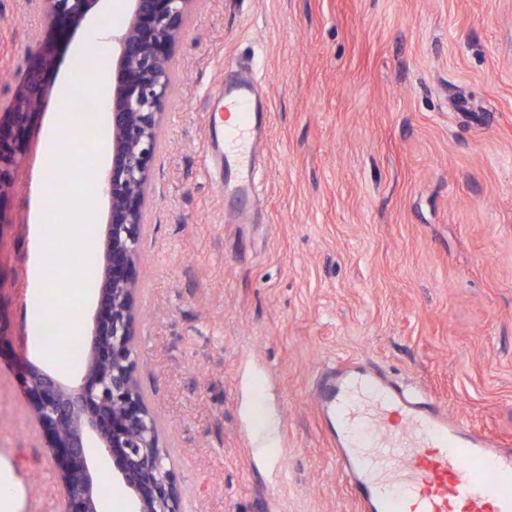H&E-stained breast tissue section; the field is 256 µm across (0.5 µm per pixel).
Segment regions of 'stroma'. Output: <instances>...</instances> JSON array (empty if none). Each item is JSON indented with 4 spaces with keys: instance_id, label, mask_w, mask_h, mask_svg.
Instances as JSON below:
<instances>
[{
    "instance_id": "stroma-1",
    "label": "stroma",
    "mask_w": 512,
    "mask_h": 512,
    "mask_svg": "<svg viewBox=\"0 0 512 512\" xmlns=\"http://www.w3.org/2000/svg\"><path fill=\"white\" fill-rule=\"evenodd\" d=\"M60 36L0 199V468L10 512H63L17 381L54 369L29 301L45 230L40 161L88 27ZM51 32L0 0V113ZM265 106L248 223L206 153L224 79ZM138 267L137 356L186 512H358L310 391L375 363L512 444V0H200L171 60Z\"/></svg>"
}]
</instances>
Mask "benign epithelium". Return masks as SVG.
<instances>
[{"instance_id": "1", "label": "benign epithelium", "mask_w": 512, "mask_h": 512, "mask_svg": "<svg viewBox=\"0 0 512 512\" xmlns=\"http://www.w3.org/2000/svg\"><path fill=\"white\" fill-rule=\"evenodd\" d=\"M97 0H40L50 24L83 18ZM131 20L116 36L119 55L112 96V162L102 172L110 204L104 269L81 377L65 382L26 361L22 385L63 490L65 512H99L89 445L112 459V476L130 492L132 512H183L177 476L166 465L156 413L146 401L135 357L139 307L137 268L152 162L170 97L171 53L198 0H130ZM51 54H39L10 111L0 113V197L11 187L29 120L42 102Z\"/></svg>"}]
</instances>
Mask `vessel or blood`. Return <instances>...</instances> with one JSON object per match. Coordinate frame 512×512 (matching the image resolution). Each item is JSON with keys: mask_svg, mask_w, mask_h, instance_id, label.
I'll list each match as a JSON object with an SVG mask.
<instances>
[{"mask_svg": "<svg viewBox=\"0 0 512 512\" xmlns=\"http://www.w3.org/2000/svg\"><path fill=\"white\" fill-rule=\"evenodd\" d=\"M253 92L241 78L212 93L211 121L224 126V188L242 197L261 127ZM314 400L358 512H512V448L449 418L427 390L350 359L320 379ZM355 426L372 444L352 443Z\"/></svg>", "mask_w": 512, "mask_h": 512, "instance_id": "b4317fda", "label": "vessel or blood"}]
</instances>
